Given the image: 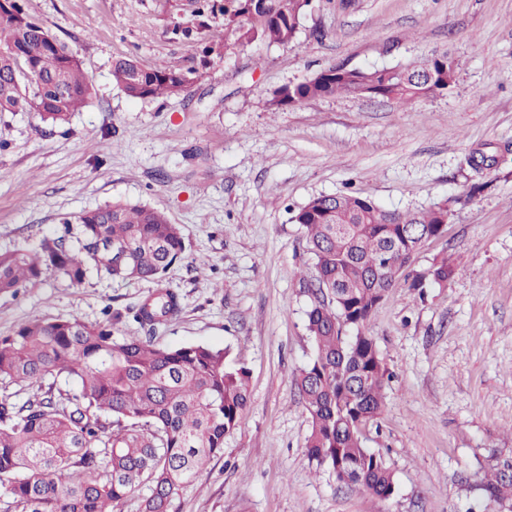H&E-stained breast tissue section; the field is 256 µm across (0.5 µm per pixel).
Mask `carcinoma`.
Wrapping results in <instances>:
<instances>
[{"mask_svg": "<svg viewBox=\"0 0 512 512\" xmlns=\"http://www.w3.org/2000/svg\"><path fill=\"white\" fill-rule=\"evenodd\" d=\"M310 0H197L186 38L206 33L205 54L232 46L287 45L298 36ZM112 82L134 99L177 96L192 72L145 67L130 57L112 62ZM407 104L448 83V53L378 70L332 66L273 93L274 110L310 98L353 94ZM93 96L79 59L22 0L0 3V113L33 112L53 126L69 123ZM448 207L385 209L352 192L321 195L293 212L315 275L300 288L310 299L306 330L313 359L295 379L310 429L305 449L336 479L386 499L394 475L365 446V430L384 407L386 368L365 328L404 276L425 235L441 237ZM63 221L35 250L0 252V294L14 295L54 269L80 285L94 270L115 281H146L155 290L138 305L108 308L90 324L78 318H34L0 335V381L31 388L20 402L0 400V500L3 512H115L149 486L141 512H171L179 488L195 480L224 448L248 407L249 372L229 350L206 344L162 346L158 325L181 312L166 275L187 257L181 228L146 205L114 202ZM456 266L435 259L411 287L448 286ZM132 321L144 332L127 336ZM512 456L488 467L485 496L512 512Z\"/></svg>", "mask_w": 512, "mask_h": 512, "instance_id": "1", "label": "carcinoma"}]
</instances>
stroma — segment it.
Here are the masks:
<instances>
[{"instance_id":"obj_1","label":"stroma","mask_w":512,"mask_h":512,"mask_svg":"<svg viewBox=\"0 0 512 512\" xmlns=\"http://www.w3.org/2000/svg\"><path fill=\"white\" fill-rule=\"evenodd\" d=\"M76 53L95 98L69 125L0 114V251L36 248L64 219L121 201L180 225L189 256L168 274L180 316L163 346L227 347L250 402L224 450L179 489L172 512H496L479 483L512 455V0H311L297 39L205 57L173 38L193 0H24ZM445 51L455 84L403 105L339 94L272 110L282 86L344 65ZM127 56L194 73L178 96L132 99L112 82ZM482 184L469 197L473 184ZM353 191L386 208L447 206L444 237L409 274L461 258L447 287L400 281L366 327L387 370L365 445L394 474L386 500L340 484L305 453L295 378L314 356L300 273L314 263L291 208ZM154 289L54 270L0 294V334L41 317L101 321Z\"/></svg>"}]
</instances>
